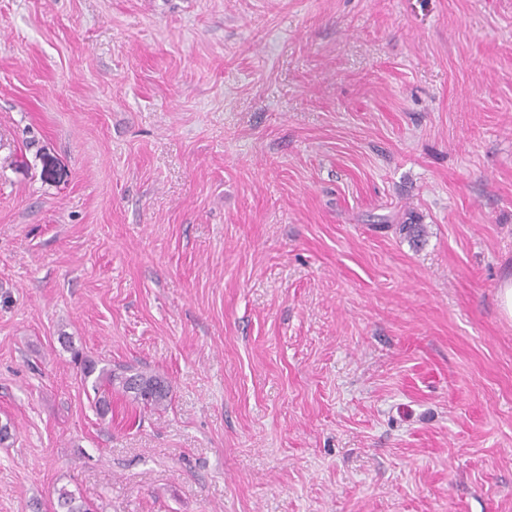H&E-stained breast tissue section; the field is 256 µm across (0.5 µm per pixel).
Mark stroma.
Instances as JSON below:
<instances>
[{
	"label": "stroma",
	"mask_w": 512,
	"mask_h": 512,
	"mask_svg": "<svg viewBox=\"0 0 512 512\" xmlns=\"http://www.w3.org/2000/svg\"><path fill=\"white\" fill-rule=\"evenodd\" d=\"M510 276L512 0H0V512H512ZM116 371L102 367L92 384L95 394H99L101 390V396L96 401L99 405L105 406L109 403L107 399L109 394L112 396V386H118L125 395L131 394L133 401L141 404L143 409L155 410L166 406L170 400V385L162 377L146 372L128 373L132 370L127 368ZM53 495L56 496L54 502V512H99L100 508L87 502L80 496L76 497L75 493L65 486L54 487Z\"/></svg>",
	"instance_id": "obj_1"
}]
</instances>
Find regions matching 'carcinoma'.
I'll return each mask as SVG.
<instances>
[{"mask_svg":"<svg viewBox=\"0 0 512 512\" xmlns=\"http://www.w3.org/2000/svg\"><path fill=\"white\" fill-rule=\"evenodd\" d=\"M82 372L86 379L93 373H98L92 388L99 394L97 403L103 406L109 403L107 395L112 393L114 387L119 388L126 395L133 396V401L145 409L155 410L164 407L170 400V385L157 375L146 372L131 373L127 368L118 372L106 367L98 370L92 361L83 363ZM53 495L56 496L54 512H100L99 507L75 495L64 486L53 488Z\"/></svg>","mask_w":512,"mask_h":512,"instance_id":"obj_1","label":"carcinoma"}]
</instances>
